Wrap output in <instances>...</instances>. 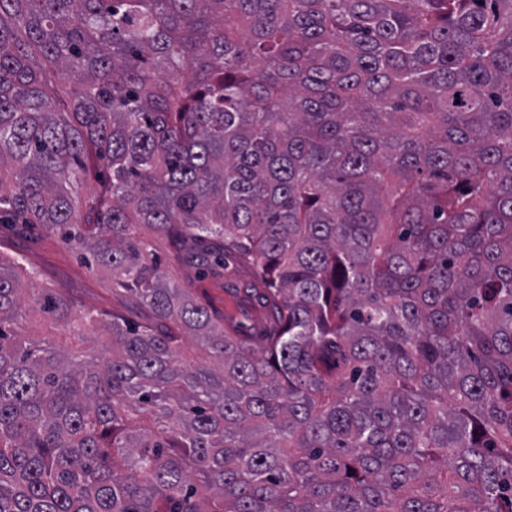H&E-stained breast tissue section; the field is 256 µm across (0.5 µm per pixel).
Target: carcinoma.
Wrapping results in <instances>:
<instances>
[{
    "mask_svg": "<svg viewBox=\"0 0 512 512\" xmlns=\"http://www.w3.org/2000/svg\"><path fill=\"white\" fill-rule=\"evenodd\" d=\"M1 212L140 320L0 257V512H512V0H0ZM161 253L162 258L164 259V268L172 274L170 276L171 279L185 288H195L199 294L206 295L215 308L234 315L236 320L241 321L244 325H254L257 318L252 314V310H249V316L245 317L243 315L245 314V310L238 307L233 297L224 292V283L227 281L225 271L224 276H217L213 274L197 276L192 274L191 278H187L183 269L175 270L170 267V261L166 249L163 248ZM233 302H235L236 307ZM15 330L20 340L26 343L48 345L58 353L72 357L92 353L108 342L104 330L91 333L88 336L70 335V329L62 325L50 326L33 314L28 303L22 306L16 320Z\"/></svg>",
    "mask_w": 512,
    "mask_h": 512,
    "instance_id": "obj_1",
    "label": "carcinoma"
}]
</instances>
